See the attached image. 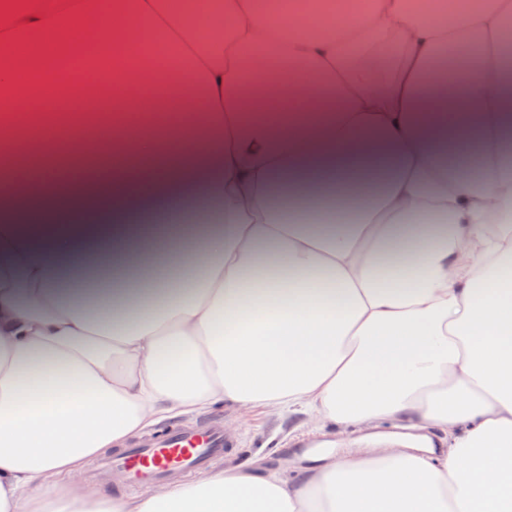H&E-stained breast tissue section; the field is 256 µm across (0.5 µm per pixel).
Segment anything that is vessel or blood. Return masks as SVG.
Here are the masks:
<instances>
[{"instance_id":"b4317fda","label":"vessel or blood","mask_w":512,"mask_h":512,"mask_svg":"<svg viewBox=\"0 0 512 512\" xmlns=\"http://www.w3.org/2000/svg\"><path fill=\"white\" fill-rule=\"evenodd\" d=\"M229 441L216 424L169 429L113 454L107 466L126 473L130 485L175 481L224 455Z\"/></svg>"}]
</instances>
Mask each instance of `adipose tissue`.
I'll return each mask as SVG.
<instances>
[{
	"mask_svg": "<svg viewBox=\"0 0 512 512\" xmlns=\"http://www.w3.org/2000/svg\"><path fill=\"white\" fill-rule=\"evenodd\" d=\"M512 0H0V101L22 74L121 96L112 195L0 178V512H512ZM136 33L142 61L125 41ZM175 123L143 111L156 38ZM286 61L288 79L273 63ZM287 119L251 117L258 101ZM25 129L0 146L32 150ZM176 224H133L159 193ZM213 405L364 433L289 475L254 462L138 498L55 479Z\"/></svg>",
	"mask_w": 512,
	"mask_h": 512,
	"instance_id": "1",
	"label": "adipose tissue"
}]
</instances>
